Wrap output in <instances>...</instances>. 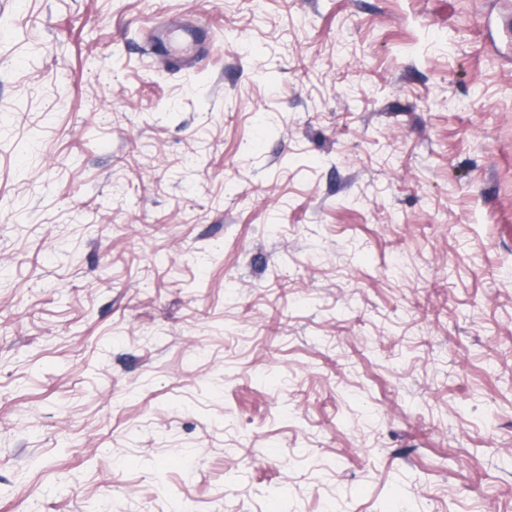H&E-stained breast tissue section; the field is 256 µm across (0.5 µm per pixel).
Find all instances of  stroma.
Returning a JSON list of instances; mask_svg holds the SVG:
<instances>
[{
	"label": "stroma",
	"instance_id": "obj_1",
	"mask_svg": "<svg viewBox=\"0 0 512 512\" xmlns=\"http://www.w3.org/2000/svg\"><path fill=\"white\" fill-rule=\"evenodd\" d=\"M509 23L0 0V512H512Z\"/></svg>",
	"mask_w": 512,
	"mask_h": 512
}]
</instances>
